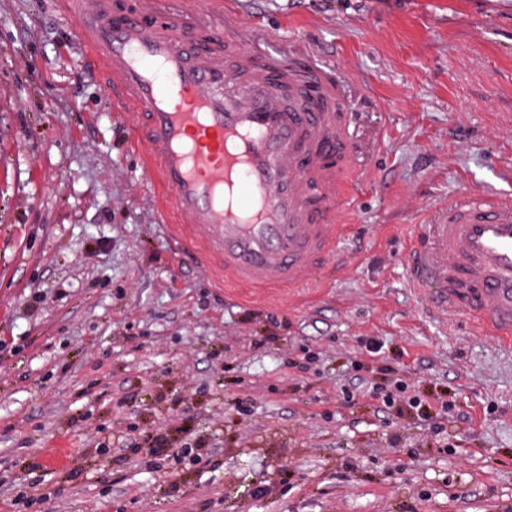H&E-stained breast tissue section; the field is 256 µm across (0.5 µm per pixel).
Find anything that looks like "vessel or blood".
Instances as JSON below:
<instances>
[{"instance_id": "obj_1", "label": "vessel or blood", "mask_w": 512, "mask_h": 512, "mask_svg": "<svg viewBox=\"0 0 512 512\" xmlns=\"http://www.w3.org/2000/svg\"><path fill=\"white\" fill-rule=\"evenodd\" d=\"M125 116L152 176L160 223L235 288H305L350 242L345 210L356 115L327 63L279 64L271 49L189 23L167 0H58ZM406 279L432 312H465L512 346V197L461 194L411 238Z\"/></svg>"}]
</instances>
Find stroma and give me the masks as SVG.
Masks as SVG:
<instances>
[{
	"mask_svg": "<svg viewBox=\"0 0 512 512\" xmlns=\"http://www.w3.org/2000/svg\"><path fill=\"white\" fill-rule=\"evenodd\" d=\"M227 7L242 48L276 31L351 80L344 272L218 287L159 222L57 0H0V512H512V350L404 275L430 210L512 195V0ZM387 362L468 421L380 408Z\"/></svg>",
	"mask_w": 512,
	"mask_h": 512,
	"instance_id": "obj_1",
	"label": "stroma"
}]
</instances>
